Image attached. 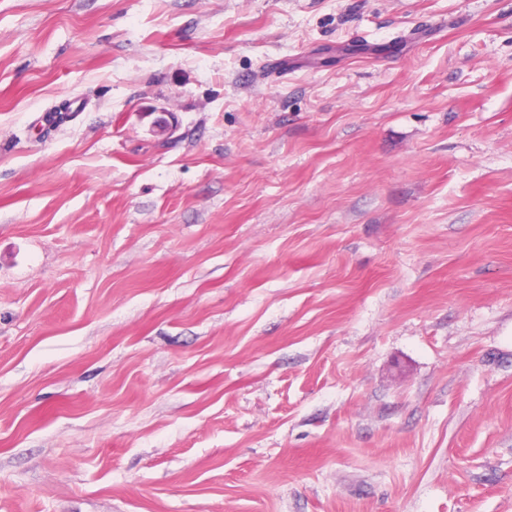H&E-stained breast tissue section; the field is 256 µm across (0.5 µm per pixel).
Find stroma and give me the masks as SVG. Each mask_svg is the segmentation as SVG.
I'll return each instance as SVG.
<instances>
[{
    "instance_id": "obj_1",
    "label": "stroma",
    "mask_w": 512,
    "mask_h": 512,
    "mask_svg": "<svg viewBox=\"0 0 512 512\" xmlns=\"http://www.w3.org/2000/svg\"><path fill=\"white\" fill-rule=\"evenodd\" d=\"M0 512H512V0H0Z\"/></svg>"
}]
</instances>
